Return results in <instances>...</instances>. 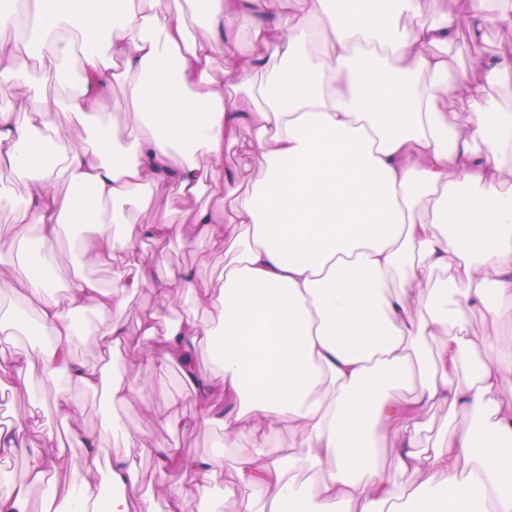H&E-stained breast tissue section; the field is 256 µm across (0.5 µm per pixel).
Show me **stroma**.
Wrapping results in <instances>:
<instances>
[{
    "label": "stroma",
    "instance_id": "obj_1",
    "mask_svg": "<svg viewBox=\"0 0 512 512\" xmlns=\"http://www.w3.org/2000/svg\"><path fill=\"white\" fill-rule=\"evenodd\" d=\"M476 48L490 55L511 53L512 31L489 27L477 40L468 31H461L450 52L453 70L466 69ZM150 204L156 210L177 212L182 220L179 236L164 245L149 240L141 242L140 251L150 260L154 272L163 274L188 268L194 272L197 293L216 287L224 268V254L197 241L189 218L194 206L214 211L221 205L232 206V199H225L224 203L219 204L205 193L193 204L181 199L172 188L162 187L153 191ZM68 394L84 409L78 423L82 431H98L107 415L115 416L122 432L117 438L103 441V453L109 456L127 451L134 455L143 486L153 494L157 512H164L166 508L164 490L169 483L168 477L163 476L157 467V458L164 449L175 446L188 457H204L220 451L224 454V466L229 469L236 456L252 446L250 436L245 435L238 440L236 447L221 449L222 430L197 422L199 408L188 395L180 381V372L173 364L148 370L140 387L116 410L110 409L100 397L81 388H69ZM174 400L178 401L187 425L171 432L163 428L162 423L170 414V403Z\"/></svg>",
    "mask_w": 512,
    "mask_h": 512
}]
</instances>
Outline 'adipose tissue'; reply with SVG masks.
<instances>
[{"label":"adipose tissue","instance_id":"ef3b65f1","mask_svg":"<svg viewBox=\"0 0 512 512\" xmlns=\"http://www.w3.org/2000/svg\"><path fill=\"white\" fill-rule=\"evenodd\" d=\"M205 0L192 37L183 12L166 0H19L0 12V29L14 28L24 53H0V82L18 93L0 105V167L30 186L26 200L0 189V211L34 225L39 250L0 243V285L20 294L12 305L16 326L50 336L56 348L38 345L0 355V385L29 392L28 369L39 363L57 395L54 409L73 424L81 406L62 394L64 384L103 391L120 407L146 367L180 364L185 354L215 349V373H182L184 386L219 425L225 441L253 420L251 455L224 479V495L239 498L240 512H283L303 502V512H512V349L491 336L465 334V314L497 317L512 307V113L501 111L488 85L512 73V56H474L469 70L451 72L448 51L460 29L480 36L495 24L512 30V0H465L443 19L425 15V0ZM256 7L254 51H243L236 27L244 5ZM225 75L248 81L261 72L253 107L226 98L215 58ZM65 72L72 88L63 100L42 96L34 67ZM127 83L130 110L140 128L104 119L99 106L111 84ZM467 101L471 120L457 130L448 111ZM73 127L80 142L60 164L44 159L48 134ZM494 138H487L488 127ZM250 128L243 141L239 133ZM239 146L255 172L248 195L233 210L194 211L199 238L229 249L219 288L204 307L215 319L182 317L169 327L161 311L194 288L192 271L155 277L138 256L140 238L164 243L176 231L172 212L150 209L148 191L175 187L193 201L204 187L215 196L234 189L237 172H224V148ZM73 195L60 197L59 182ZM134 201L138 211L122 233L112 207ZM89 227L71 249L83 263L102 266L123 250V288L148 287L159 305L143 309L139 337L130 339L115 316L123 304L92 277L76 275L60 295L51 294L54 248L66 225ZM28 263L21 282L7 283L13 266ZM450 273L464 292L449 303L432 272ZM416 294L418 306L407 297ZM94 308L98 354L121 346L130 374L106 380L105 366L73 357L80 328L76 312ZM444 342L425 355L426 337ZM482 354L462 381L455 374L474 346ZM413 386L395 400L387 384ZM475 422L419 444L412 420L433 408ZM299 436L287 453L268 451L282 425ZM75 434L81 456L69 455L36 411L0 429V453L28 454L30 483L62 479L58 503L43 512H154L129 455L102 467L103 437ZM390 445L403 471L438 469V484L399 491L378 469L379 444ZM170 471L188 480L207 512L219 456L187 458L164 452ZM335 468L301 486L288 469ZM120 489L102 500L99 478ZM252 489L241 497L242 489Z\"/></svg>","mask_w":512,"mask_h":512}]
</instances>
